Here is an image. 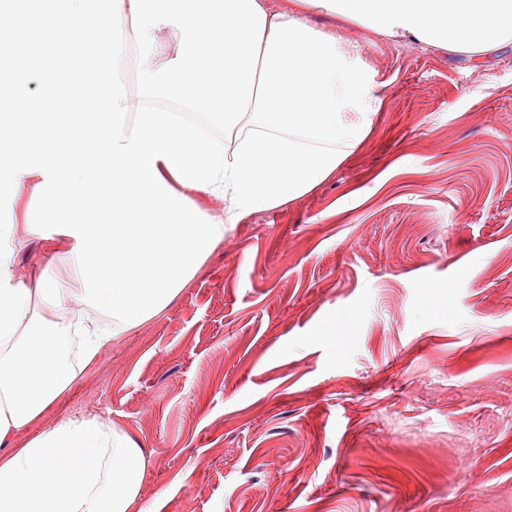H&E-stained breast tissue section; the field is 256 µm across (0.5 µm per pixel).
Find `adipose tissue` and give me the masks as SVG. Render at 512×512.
<instances>
[{"label":"adipose tissue","instance_id":"1","mask_svg":"<svg viewBox=\"0 0 512 512\" xmlns=\"http://www.w3.org/2000/svg\"><path fill=\"white\" fill-rule=\"evenodd\" d=\"M11 10L13 27L40 39L57 19L65 53L44 76L53 92L75 91L81 108L53 116L28 89L33 60L0 50V196L28 181L47 198L46 219L71 238L69 258L84 290L43 271L15 283L20 242L0 227V512H152L142 499L143 448L95 416L68 418L8 442L78 379L82 363L162 313L224 238V227L275 209L326 180L372 130L382 85L356 43L307 24L299 8L351 19L364 30L482 57L512 44V0H296L275 11L265 0H53ZM176 25L184 48L158 69L144 45L137 113L125 90L92 83L122 51L127 22ZM161 98L238 132L228 149L199 136ZM227 200L202 217L197 194ZM81 304L90 317L68 325L34 310Z\"/></svg>","mask_w":512,"mask_h":512}]
</instances>
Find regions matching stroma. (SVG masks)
I'll list each match as a JSON object with an SVG mask.
<instances>
[{
	"label": "stroma",
	"mask_w": 512,
	"mask_h": 512,
	"mask_svg": "<svg viewBox=\"0 0 512 512\" xmlns=\"http://www.w3.org/2000/svg\"><path fill=\"white\" fill-rule=\"evenodd\" d=\"M385 103L310 193L224 227L157 317L30 429L99 416L144 448L154 512H512V45L469 60L343 17ZM140 25L118 76L143 79ZM33 185L0 225L40 219ZM63 241L13 262L82 284Z\"/></svg>",
	"instance_id": "obj_1"
}]
</instances>
